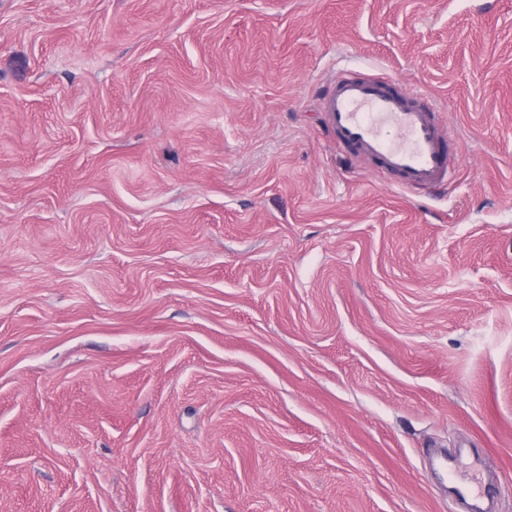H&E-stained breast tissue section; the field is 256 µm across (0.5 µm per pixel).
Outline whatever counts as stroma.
Returning a JSON list of instances; mask_svg holds the SVG:
<instances>
[{"label":"stroma","mask_w":512,"mask_h":512,"mask_svg":"<svg viewBox=\"0 0 512 512\" xmlns=\"http://www.w3.org/2000/svg\"><path fill=\"white\" fill-rule=\"evenodd\" d=\"M438 452L512 512V0H0V512H448ZM336 141L379 163L406 189L450 180L459 161L445 138L436 107L388 77L344 75L322 102Z\"/></svg>","instance_id":"35a3bbf8"}]
</instances>
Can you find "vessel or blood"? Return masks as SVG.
I'll list each match as a JSON object with an SVG mask.
<instances>
[{
	"label": "vessel or blood",
	"mask_w": 512,
	"mask_h": 512,
	"mask_svg": "<svg viewBox=\"0 0 512 512\" xmlns=\"http://www.w3.org/2000/svg\"><path fill=\"white\" fill-rule=\"evenodd\" d=\"M322 109L340 144L377 161L403 188L441 185L459 161L436 107L390 78L341 76Z\"/></svg>",
	"instance_id": "obj_1"
}]
</instances>
